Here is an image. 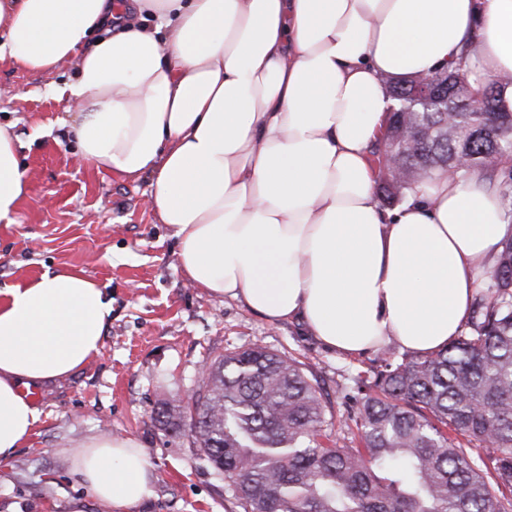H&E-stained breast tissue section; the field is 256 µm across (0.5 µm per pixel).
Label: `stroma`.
<instances>
[{"instance_id":"35a3bbf8","label":"stroma","mask_w":512,"mask_h":512,"mask_svg":"<svg viewBox=\"0 0 512 512\" xmlns=\"http://www.w3.org/2000/svg\"><path fill=\"white\" fill-rule=\"evenodd\" d=\"M73 74L70 64L38 75L0 61V123L14 126L29 186L15 224L0 223V287L78 269L105 285L112 320L98 357L34 388L42 420L0 462V512H73L78 502L84 512H112L80 484L67 454L100 436H130L148 452L153 493L128 512H240L189 430L168 429L156 411L183 409L219 356L261 345L310 366L327 412L347 420L361 405L356 381L377 355L345 356L301 324L269 323L188 284L171 228L146 204L148 179L79 164L61 125L67 104L49 92Z\"/></svg>"}]
</instances>
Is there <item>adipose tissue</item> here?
Returning <instances> with one entry per match:
<instances>
[{"label": "adipose tissue", "mask_w": 512, "mask_h": 512, "mask_svg": "<svg viewBox=\"0 0 512 512\" xmlns=\"http://www.w3.org/2000/svg\"><path fill=\"white\" fill-rule=\"evenodd\" d=\"M0 60L76 66L60 87L87 165L150 181L184 277L266 320L298 321L355 357L420 355L463 331L512 218L487 172L433 175L381 209L370 157L388 82L467 56L512 75V0H0ZM28 194L0 124V222ZM112 299L77 270L0 289V461L41 421L30 389L98 355ZM92 497L125 512L151 492L131 437L69 449Z\"/></svg>", "instance_id": "1"}]
</instances>
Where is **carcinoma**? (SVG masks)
Listing matches in <instances>:
<instances>
[{
	"label": "carcinoma",
	"mask_w": 512,
	"mask_h": 512,
	"mask_svg": "<svg viewBox=\"0 0 512 512\" xmlns=\"http://www.w3.org/2000/svg\"><path fill=\"white\" fill-rule=\"evenodd\" d=\"M443 101L406 112L409 84L391 81L396 112L373 155L398 156L393 201L435 173L484 169L512 215V112L502 82L460 60ZM361 380L358 445L328 446L350 426L325 413L304 363L256 345L211 364L186 407L190 433L224 475L241 512H512V238L476 292L467 329L430 356L382 352ZM488 449L474 458L471 446Z\"/></svg>",
	"instance_id": "carcinoma-1"
}]
</instances>
